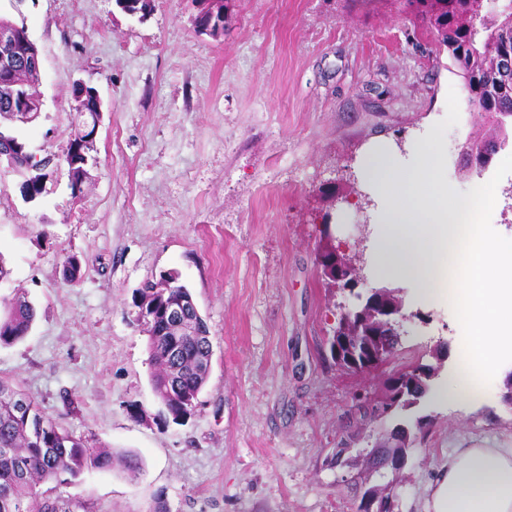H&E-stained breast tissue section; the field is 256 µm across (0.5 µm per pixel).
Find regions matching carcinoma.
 I'll list each match as a JSON object with an SVG mask.
<instances>
[{
	"label": "carcinoma",
	"instance_id": "1",
	"mask_svg": "<svg viewBox=\"0 0 512 512\" xmlns=\"http://www.w3.org/2000/svg\"><path fill=\"white\" fill-rule=\"evenodd\" d=\"M435 33L440 49L456 64L468 92V103L491 119L485 134L467 138L473 159L468 174H482L494 156L512 140V73L505 75L497 66L503 57L512 59V0H409ZM6 140L1 151L12 153L15 165L41 164L20 184L24 201L35 202L46 191L53 176L51 156L36 163L26 141L11 131L0 133ZM63 277L69 283L84 279L85 269L74 255L63 261ZM140 299L149 306L150 362L153 391L172 422L178 424L192 415L198 396L207 383L213 356L209 327L196 305L190 302V289L182 282L157 288L148 280L139 289ZM184 300L179 321L167 317L169 302ZM36 319V308L26 294L16 292L0 299V345H11L29 334ZM346 330L363 343L389 340V330L373 313H361L360 320ZM414 371L400 372L389 380L384 396L372 408L377 419L393 406L401 405L397 383ZM432 421H416L407 439L383 449L386 458L402 448L424 443ZM129 471L137 469L131 457H116L111 450L89 444L85 437L61 428L45 407L23 389L0 378V512H74L71 500L38 492L49 482L71 483L86 471L111 472L115 463ZM345 467L352 471L353 485H364L371 497L386 498L387 488L400 478L401 471L387 469L382 460L368 454L346 456Z\"/></svg>",
	"mask_w": 512,
	"mask_h": 512
}]
</instances>
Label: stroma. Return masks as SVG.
I'll return each instance as SVG.
<instances>
[{
    "label": "stroma",
    "instance_id": "35a3bbf8",
    "mask_svg": "<svg viewBox=\"0 0 512 512\" xmlns=\"http://www.w3.org/2000/svg\"><path fill=\"white\" fill-rule=\"evenodd\" d=\"M193 0H155L146 20L114 0H0L41 60L42 108L10 121L38 156L61 154L74 130L75 82L97 89L102 114L80 193L59 167L24 202L0 170V296L26 293L36 322L0 347V377L41 400L65 429L138 463L85 472L58 487L76 512H351L353 492L330 467L337 436L368 448L393 426L357 406L385 381L446 361L431 390L464 370L457 306L398 280L418 319L379 367H336L327 339L337 299L317 257L324 231L355 247L356 207L338 201L343 166L364 148L403 140L404 161L429 142L458 201L494 186L488 236L512 238L505 188L512 159L456 172L469 135L454 112L467 90L406 0H224V33H196ZM86 263L70 285L65 256ZM174 269L207 321L211 370L186 424L151 383L149 337L135 320L144 280ZM512 358L469 401L413 409L433 422L399 483V512H424L427 486L456 448H512L503 401Z\"/></svg>",
    "mask_w": 512,
    "mask_h": 512
}]
</instances>
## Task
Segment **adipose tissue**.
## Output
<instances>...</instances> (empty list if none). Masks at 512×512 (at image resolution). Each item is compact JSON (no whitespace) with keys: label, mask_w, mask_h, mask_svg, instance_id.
Wrapping results in <instances>:
<instances>
[{"label":"adipose tissue","mask_w":512,"mask_h":512,"mask_svg":"<svg viewBox=\"0 0 512 512\" xmlns=\"http://www.w3.org/2000/svg\"><path fill=\"white\" fill-rule=\"evenodd\" d=\"M436 148L401 161L383 142L368 146L362 169L380 201L384 235L375 265L384 277L423 286L442 280L444 257L462 245L465 260L451 286L459 308L465 359L481 373L495 372L501 343L512 336V239L492 238L451 200ZM425 512H512V448H457L428 487Z\"/></svg>","instance_id":"1"}]
</instances>
